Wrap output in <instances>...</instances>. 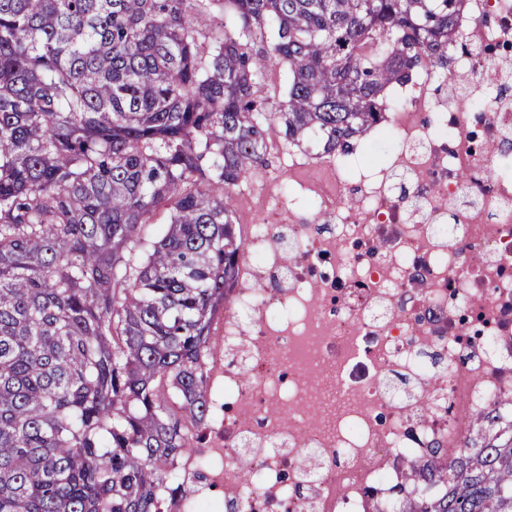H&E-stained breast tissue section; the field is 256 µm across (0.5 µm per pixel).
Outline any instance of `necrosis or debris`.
Wrapping results in <instances>:
<instances>
[{
  "mask_svg": "<svg viewBox=\"0 0 512 512\" xmlns=\"http://www.w3.org/2000/svg\"><path fill=\"white\" fill-rule=\"evenodd\" d=\"M451 55L512 42V0H470ZM400 96L433 107L430 121L396 112L407 195L387 171L344 156L358 199L332 195L330 224H297L287 239L246 225L249 281L224 312V415L209 463L236 512H396L408 465L455 447L481 413L512 420V94L482 80L447 99L428 80ZM476 199L448 222V207ZM288 281L264 287L266 268ZM250 449L243 477L236 460Z\"/></svg>",
  "mask_w": 512,
  "mask_h": 512,
  "instance_id": "1",
  "label": "necrosis or debris"
}]
</instances>
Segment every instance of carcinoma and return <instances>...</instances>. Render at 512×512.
Segmentation results:
<instances>
[{"mask_svg": "<svg viewBox=\"0 0 512 512\" xmlns=\"http://www.w3.org/2000/svg\"><path fill=\"white\" fill-rule=\"evenodd\" d=\"M466 3L0 0V512H174L245 261L236 188L272 133L357 145L389 87L448 69ZM406 482L397 512H512V423L479 415ZM257 86L262 90V94L268 97V107L275 110L280 101L287 93L288 72L285 67H270L256 78Z\"/></svg>", "mask_w": 512, "mask_h": 512, "instance_id": "obj_1", "label": "carcinoma"}]
</instances>
